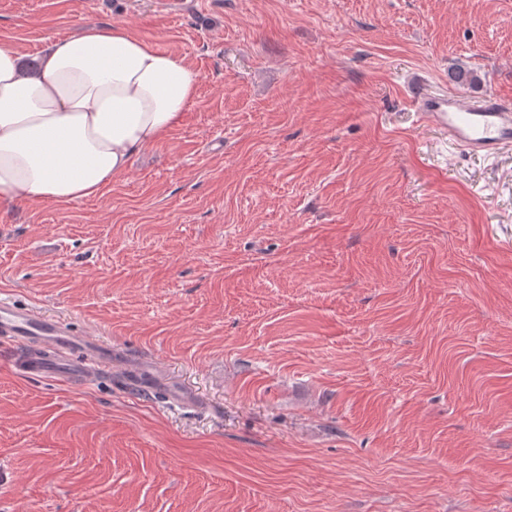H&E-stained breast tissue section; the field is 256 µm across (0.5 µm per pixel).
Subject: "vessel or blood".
Segmentation results:
<instances>
[{
	"mask_svg": "<svg viewBox=\"0 0 512 512\" xmlns=\"http://www.w3.org/2000/svg\"><path fill=\"white\" fill-rule=\"evenodd\" d=\"M408 93L422 116L464 152L488 157L512 147V101L494 93L469 96L443 91L421 75L409 80ZM0 334L32 347V354L21 361L32 375L90 381L112 366L111 347L75 334L62 320L4 299H0Z\"/></svg>",
	"mask_w": 512,
	"mask_h": 512,
	"instance_id": "obj_1",
	"label": "vessel or blood"
}]
</instances>
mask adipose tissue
<instances>
[{
  "label": "adipose tissue",
  "mask_w": 512,
  "mask_h": 512,
  "mask_svg": "<svg viewBox=\"0 0 512 512\" xmlns=\"http://www.w3.org/2000/svg\"><path fill=\"white\" fill-rule=\"evenodd\" d=\"M198 74L121 26L0 44V207L95 196L180 124Z\"/></svg>",
  "instance_id": "adipose-tissue-1"
}]
</instances>
